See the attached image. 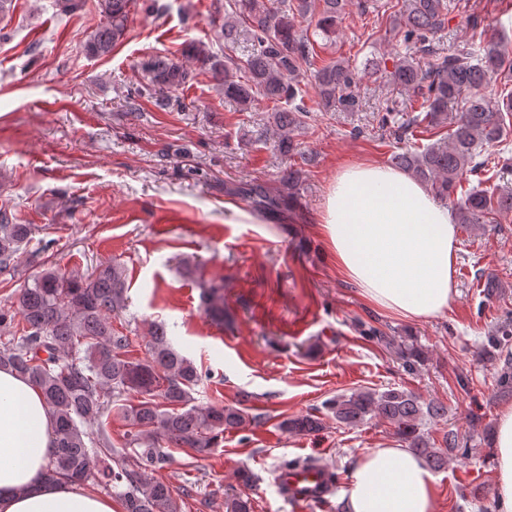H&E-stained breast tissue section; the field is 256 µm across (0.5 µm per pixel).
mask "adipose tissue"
Instances as JSON below:
<instances>
[{"label":"adipose tissue","instance_id":"obj_1","mask_svg":"<svg viewBox=\"0 0 512 512\" xmlns=\"http://www.w3.org/2000/svg\"><path fill=\"white\" fill-rule=\"evenodd\" d=\"M320 224L342 278L371 304L406 320L428 319L455 295L458 226L448 206L408 173L372 162L340 168ZM493 495L512 512V403L492 435ZM53 421L40 391L0 368V512H116L112 497L50 482ZM348 512H436V478L403 444L372 448L350 463Z\"/></svg>","mask_w":512,"mask_h":512}]
</instances>
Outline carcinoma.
<instances>
[{
  "label": "carcinoma",
  "mask_w": 512,
  "mask_h": 512,
  "mask_svg": "<svg viewBox=\"0 0 512 512\" xmlns=\"http://www.w3.org/2000/svg\"><path fill=\"white\" fill-rule=\"evenodd\" d=\"M134 0H98L106 22L90 37L89 52L107 56L127 31ZM352 0H227L219 36L224 38V60L212 59L196 47L192 56L211 65L224 88V99L241 112L267 104L276 151L287 156L296 149L294 131L306 124L310 110L304 104L299 80L301 67H314L318 112H357L359 71L344 58L317 67L315 40L336 36L339 22ZM388 32L398 37L405 55L383 68L371 66L386 80L421 100L413 123L448 133L422 147L407 148L391 157V165L429 186L443 203L454 206L457 223L485 225L512 212V189L486 187V147L512 133V86L503 83L492 100L488 87L494 76L512 72V51L499 39L477 30L476 18L461 22L473 29L471 43L448 52L436 46L437 34L453 20L449 0H386ZM317 16L313 33L302 22ZM250 37L251 52L233 55L239 31ZM150 84L161 91L178 89L194 78L184 64L151 56L141 64ZM477 176V184L458 194L461 183ZM242 195L265 212L279 209L280 197L261 184L243 188ZM35 226L15 224L0 210V274L13 275ZM205 314L224 323V284L202 283ZM125 268L99 261L85 275L65 276L45 268L24 281L15 294L22 327L13 331L15 315L0 310V367H9L32 382L55 420V452L47 471L52 481L82 484L94 480L124 504L125 512H181L172 487L152 474L170 461L164 446L208 453L229 431H244L261 423L242 408L195 404L202 382L196 365L172 346L165 327L149 332L147 356H128L129 337L112 327L126 310ZM367 336L391 350L408 372L423 362L414 342L389 336L374 328ZM512 342V319L486 336L481 355L498 365L497 386L512 395V356L502 354ZM334 419L356 425L379 418L394 428L407 447L440 469L469 452L458 431L448 430L436 442L420 428L422 418L443 419L448 408L424 401L402 387L390 386L340 394L326 402ZM116 412L125 422L122 449L105 432L104 415ZM98 424V431L88 425ZM280 427L295 434L322 428L313 413L287 418ZM226 512H252L249 497L226 493Z\"/></svg>",
  "instance_id": "cac0c4a2"
}]
</instances>
